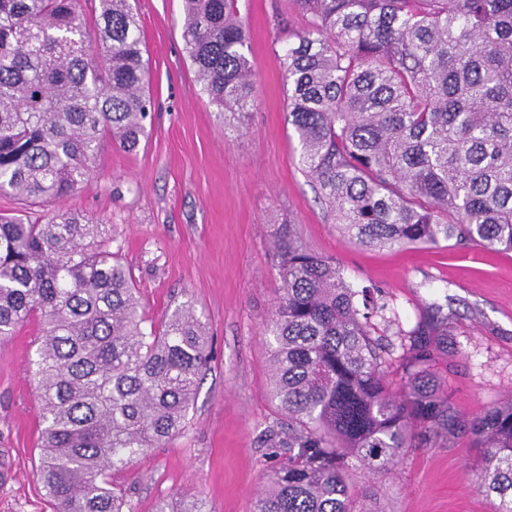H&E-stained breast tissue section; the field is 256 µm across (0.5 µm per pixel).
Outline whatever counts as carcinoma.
<instances>
[{"instance_id": "obj_1", "label": "carcinoma", "mask_w": 512, "mask_h": 512, "mask_svg": "<svg viewBox=\"0 0 512 512\" xmlns=\"http://www.w3.org/2000/svg\"><path fill=\"white\" fill-rule=\"evenodd\" d=\"M283 50L302 172L359 245L455 241L512 253V0H295ZM94 28L88 29V19ZM185 51L218 111L257 83L237 0H183ZM131 0H0V192L42 206L74 194L103 142L137 150L151 99ZM96 40L101 56L89 53ZM282 295L266 332L283 448L255 512H351L346 474L381 472L459 424L432 370L448 322L405 334L293 225L277 240ZM36 320V479L54 512H133L112 472L184 430L210 360L192 305L147 331L106 225L75 212L0 214V341ZM478 490L512 512V401L468 420ZM158 512H204L200 499Z\"/></svg>"}]
</instances>
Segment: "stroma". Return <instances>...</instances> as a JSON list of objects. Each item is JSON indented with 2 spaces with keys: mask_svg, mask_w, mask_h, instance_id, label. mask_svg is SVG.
<instances>
[{
  "mask_svg": "<svg viewBox=\"0 0 512 512\" xmlns=\"http://www.w3.org/2000/svg\"><path fill=\"white\" fill-rule=\"evenodd\" d=\"M154 112L136 153L104 143L93 173L49 212L104 220L128 267L149 325L191 303L205 323L210 368L182 433L112 479L134 512L200 498L206 512H254L267 485L260 443L275 413L268 338L280 295L276 233L293 224L315 252L334 258L356 288L396 311L403 330L433 312L448 338L433 365L459 421L512 400V253L426 245L360 246L342 235L299 165L288 123L280 55L307 17L292 0H238L250 28L257 99L224 126L197 93L184 50L182 0H137ZM35 325L0 343V512H53L34 472L39 400L32 376ZM467 430L438 432L409 448L388 472L351 470L354 512H495L478 491Z\"/></svg>",
  "mask_w": 512,
  "mask_h": 512,
  "instance_id": "obj_1",
  "label": "stroma"
}]
</instances>
